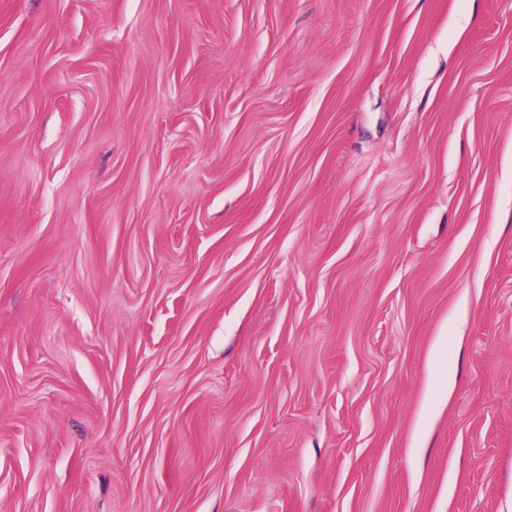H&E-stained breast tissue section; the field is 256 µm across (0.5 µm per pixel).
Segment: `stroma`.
I'll list each match as a JSON object with an SVG mask.
<instances>
[{
  "label": "stroma",
  "mask_w": 512,
  "mask_h": 512,
  "mask_svg": "<svg viewBox=\"0 0 512 512\" xmlns=\"http://www.w3.org/2000/svg\"><path fill=\"white\" fill-rule=\"evenodd\" d=\"M0 512H512V0H0Z\"/></svg>",
  "instance_id": "1"
}]
</instances>
